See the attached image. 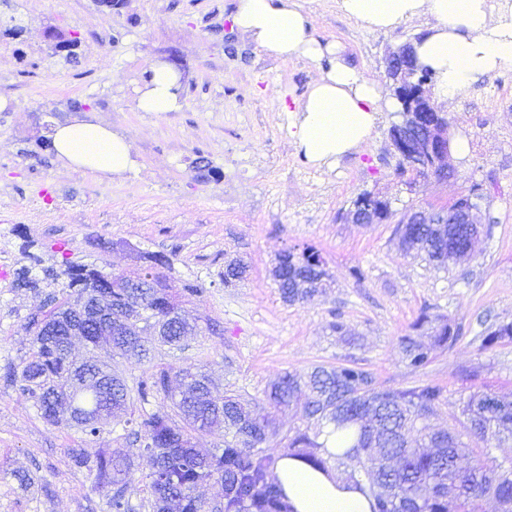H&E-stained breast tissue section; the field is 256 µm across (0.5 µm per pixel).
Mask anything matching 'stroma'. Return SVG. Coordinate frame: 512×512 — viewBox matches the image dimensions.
<instances>
[{
    "instance_id": "stroma-1",
    "label": "stroma",
    "mask_w": 512,
    "mask_h": 512,
    "mask_svg": "<svg viewBox=\"0 0 512 512\" xmlns=\"http://www.w3.org/2000/svg\"><path fill=\"white\" fill-rule=\"evenodd\" d=\"M321 41L340 43L353 64L390 87L387 60L424 34L425 19L390 31H368L336 0H302ZM236 0H0V25L23 35L0 41V512H105L106 490L74 467L77 433L47 425L7 368L28 357L31 316L49 312L63 282L17 288L14 274L41 263L93 265L112 273L136 269L138 253L162 255L173 286L204 293L185 302L196 324L180 348L149 337L144 363L95 359L135 384L153 366L195 362L214 394L264 407L271 382L314 366L354 362L376 385L420 382L442 388L446 402L431 418L447 428L459 399L475 386L512 396V344L484 350L479 335L512 321V67L495 71L451 103H442L451 138L469 151L452 157L454 181L432 177L407 186L395 175L399 156L390 129L397 112L381 113L370 137L336 168L308 162L286 136L287 107L299 103L317 74L314 62L269 57L233 29ZM55 26L78 36L76 60L55 53L44 36ZM165 62L178 73L181 105L171 112L136 107L144 75ZM81 111H74L73 102ZM79 120L108 125L132 145V168L106 178L66 168L47 145L55 127ZM378 191L393 217L354 224L357 196ZM478 192L487 228L474 257L450 272L401 251L396 220L409 209L438 207ZM312 247L330 286L304 303L284 300L273 277L279 255ZM248 270L225 286L224 265ZM360 269L354 278L352 269ZM428 312L460 329L454 346L434 348L422 372L407 366L399 338ZM343 333L332 330L335 321ZM477 366V379L465 368ZM121 452L133 464L126 496L132 512H152L149 459L122 422L88 443ZM31 477L22 485L18 473Z\"/></svg>"
}]
</instances>
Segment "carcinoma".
Returning <instances> with one entry per match:
<instances>
[{"label":"carcinoma","mask_w":512,"mask_h":512,"mask_svg":"<svg viewBox=\"0 0 512 512\" xmlns=\"http://www.w3.org/2000/svg\"><path fill=\"white\" fill-rule=\"evenodd\" d=\"M396 234L406 255L444 269L452 264V257L472 249V238L463 224H399ZM144 260L147 265L140 269V278L154 287L140 289L138 301L119 287L124 274L71 263L59 272L43 269L42 279L25 268L17 273L16 287L35 290L42 280L63 276L72 296L94 291L111 297L116 306L139 308L135 316L145 321L164 319L175 314L172 285L161 272L168 263L149 255ZM322 263L321 254L312 248L299 254L283 252L275 269L282 297L291 303L313 297L318 282L304 279L316 274ZM246 269L243 260H230L224 269V285L241 279ZM60 315L53 311L46 316L57 327L55 336L44 335L39 321H29L32 350L20 371L12 372L20 377L23 391L46 423L74 428L86 442L110 419H124L152 463L147 479L153 512H209V504L196 495V489L212 474L224 484V512H239L243 506L247 512H291L281 488L268 478L274 458L247 452L269 440L271 412L263 407L251 409L232 395L214 396L205 385L202 367L192 363L178 370L185 386L182 397L173 392L171 368L166 366L155 367L132 390L112 376V370L103 369L102 376L115 383V390L100 391L86 382V376L96 375L94 367L79 360L74 342L63 344L65 327ZM426 325L437 346L450 348L458 340L459 329L443 315L424 312L412 328ZM507 344H512V321L499 322L480 336L484 349ZM400 345L413 372L430 365L429 345L409 335L401 337ZM112 348L139 361L149 357V349L135 336L112 337ZM302 392L306 427L289 438V447L310 449L306 453L309 462L324 468L327 459L318 453L325 447L319 442L323 429L331 425L335 431L346 432L349 451L336 457V466L357 455L364 457L373 474V512H481L486 497L512 506V463L491 454L496 444L512 439V400L488 388L474 391L463 401L462 429L450 425L432 431L424 421L437 415L445 403L440 387L430 383L402 389L375 387L366 370L345 364L316 366L304 376L288 373L278 378L270 386L269 406L286 405ZM134 400L140 404L137 413L129 411ZM153 402L158 403L156 409H146ZM218 423L234 431V440L204 456L194 448L192 434ZM69 455L95 485L112 489L107 512H131L125 487L132 468L125 456L106 450L91 453L85 448H72Z\"/></svg>","instance_id":"carcinoma-1"}]
</instances>
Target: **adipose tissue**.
Segmentation results:
<instances>
[{
	"label": "adipose tissue",
	"instance_id": "adipose-tissue-1",
	"mask_svg": "<svg viewBox=\"0 0 512 512\" xmlns=\"http://www.w3.org/2000/svg\"><path fill=\"white\" fill-rule=\"evenodd\" d=\"M340 12L369 31L390 30L426 15L427 34L414 43L420 64L433 72L437 100L465 95L483 77L512 67V0H337ZM236 29L265 54L301 56L318 66L303 101L288 113L287 133L314 165L333 167L373 132L380 113L398 110L381 85L335 43H322L300 0H237ZM178 75L157 63L137 98L142 112L179 106ZM51 146L63 166L120 175L133 165L128 141L104 125L77 121L56 127ZM274 478L293 512H372L366 482L340 470L314 467L293 452L282 453Z\"/></svg>",
	"mask_w": 512,
	"mask_h": 512
}]
</instances>
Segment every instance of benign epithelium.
<instances>
[{
    "instance_id": "7a95c632",
    "label": "benign epithelium",
    "mask_w": 512,
    "mask_h": 512,
    "mask_svg": "<svg viewBox=\"0 0 512 512\" xmlns=\"http://www.w3.org/2000/svg\"><path fill=\"white\" fill-rule=\"evenodd\" d=\"M388 77L393 84L410 89L417 84L418 64L410 56L400 52L391 53L388 60ZM403 123L400 133L396 135L394 148L398 155L405 159L408 168L414 172L429 171L440 180L454 177L449 164L451 154L448 123L442 117L437 106L417 107L414 99H409L403 108ZM378 198L375 192L359 197L358 203L349 211L348 218L354 224H375L380 216L374 212L373 200ZM474 194L459 195L448 206L430 209H411L399 220L401 224H471L474 227V238H479L481 220L478 216L477 203L473 202ZM76 319L86 321L94 319L100 323V340L109 341L112 330H138L142 336H157L162 328L157 324L145 329L133 325V319L112 313L111 300L98 293L86 292L73 305Z\"/></svg>"
}]
</instances>
